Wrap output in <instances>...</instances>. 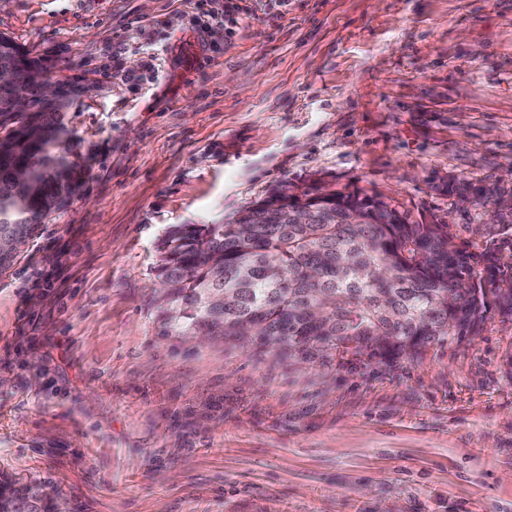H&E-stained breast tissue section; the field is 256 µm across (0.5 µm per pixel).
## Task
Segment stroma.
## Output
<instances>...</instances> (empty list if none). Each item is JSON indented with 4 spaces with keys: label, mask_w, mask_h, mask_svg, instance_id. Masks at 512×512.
<instances>
[{
    "label": "stroma",
    "mask_w": 512,
    "mask_h": 512,
    "mask_svg": "<svg viewBox=\"0 0 512 512\" xmlns=\"http://www.w3.org/2000/svg\"><path fill=\"white\" fill-rule=\"evenodd\" d=\"M0 34L77 86L79 183L0 273V474L53 512H512V315L286 359L164 331L153 272L284 182L512 253L447 191L512 199V0H0ZM468 187L475 191V195L468 196L462 193ZM448 192L462 200H470L472 203L481 204L492 197L496 191L482 184H474L466 180H453L452 183L448 184Z\"/></svg>",
    "instance_id": "35a3bbf8"
}]
</instances>
